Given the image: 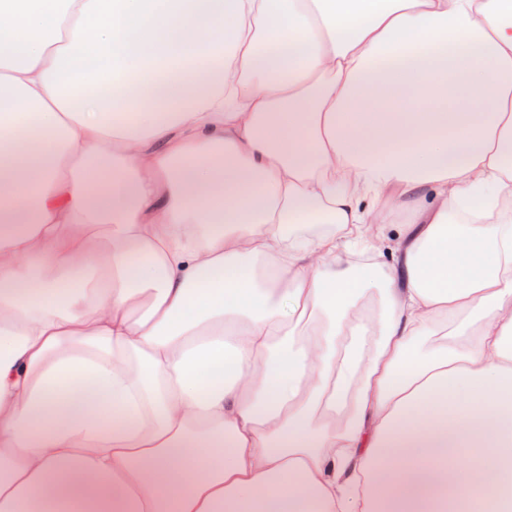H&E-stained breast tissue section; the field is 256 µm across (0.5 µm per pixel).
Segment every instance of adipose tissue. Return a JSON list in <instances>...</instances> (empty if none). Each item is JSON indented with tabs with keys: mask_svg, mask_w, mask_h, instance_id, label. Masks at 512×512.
<instances>
[{
	"mask_svg": "<svg viewBox=\"0 0 512 512\" xmlns=\"http://www.w3.org/2000/svg\"><path fill=\"white\" fill-rule=\"evenodd\" d=\"M0 512H512V0H0Z\"/></svg>",
	"mask_w": 512,
	"mask_h": 512,
	"instance_id": "ef3b65f1",
	"label": "adipose tissue"
}]
</instances>
